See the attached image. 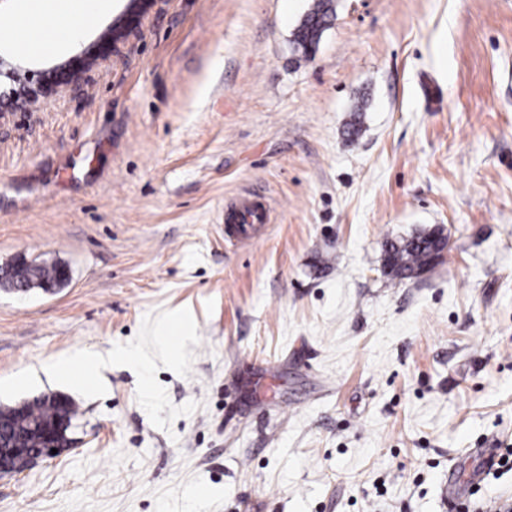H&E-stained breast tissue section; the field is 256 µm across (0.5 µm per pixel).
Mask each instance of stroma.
<instances>
[{
	"instance_id": "35a3bbf8",
	"label": "stroma",
	"mask_w": 512,
	"mask_h": 512,
	"mask_svg": "<svg viewBox=\"0 0 512 512\" xmlns=\"http://www.w3.org/2000/svg\"><path fill=\"white\" fill-rule=\"evenodd\" d=\"M127 3L38 59L0 9V56L48 68ZM314 3L153 0L89 83L0 102V267L70 271L0 290V406L79 410L0 512H446L467 449L512 448V0H333L305 59ZM256 194L270 223L226 240ZM434 231L442 260L387 274ZM80 352L96 391L50 369ZM332 13L330 0H318L298 27L294 41L296 48L302 50L304 57H308L313 50V45L318 42L323 30L328 27ZM431 234L416 235L407 240L385 242V263L399 279H411L421 270L430 265L432 252L436 249V242ZM58 267L57 265L53 266H43V265H31L28 267L26 271V283L30 289L32 288H40L42 284L47 282L57 281L58 275ZM60 277L58 281L66 282L70 273L67 268H60Z\"/></svg>"
}]
</instances>
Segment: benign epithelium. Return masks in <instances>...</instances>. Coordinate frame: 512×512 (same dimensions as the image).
<instances>
[{"mask_svg":"<svg viewBox=\"0 0 512 512\" xmlns=\"http://www.w3.org/2000/svg\"><path fill=\"white\" fill-rule=\"evenodd\" d=\"M147 2L148 0H135V4L128 8L127 13L113 23L117 28L116 34H108L98 39L92 46L49 70L36 75L27 74L25 82L21 84L15 82L16 69L3 70L4 59L0 57V77L4 76L12 81L10 87L0 88V99L9 100L14 110H33L47 103L58 92L61 85L86 80L89 73L107 61L112 52L117 50L118 43L132 31L133 22L138 19L142 6ZM69 428L70 423L59 418L43 426L44 445L42 447L28 450L19 443L10 447L7 453L0 455V475L14 473L10 458L15 455L26 456L28 464L31 465L38 459L54 457L52 454L54 448L59 454L69 450L71 443L64 442Z\"/></svg>","mask_w":512,"mask_h":512,"instance_id":"obj_1","label":"benign epithelium"}]
</instances>
